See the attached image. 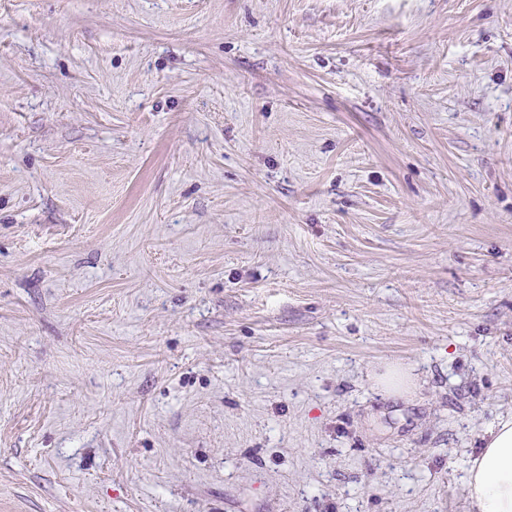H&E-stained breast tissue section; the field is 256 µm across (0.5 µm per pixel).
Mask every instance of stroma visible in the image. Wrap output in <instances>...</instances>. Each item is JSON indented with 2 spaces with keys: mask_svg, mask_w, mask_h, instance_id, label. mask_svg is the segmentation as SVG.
I'll list each match as a JSON object with an SVG mask.
<instances>
[{
  "mask_svg": "<svg viewBox=\"0 0 512 512\" xmlns=\"http://www.w3.org/2000/svg\"><path fill=\"white\" fill-rule=\"evenodd\" d=\"M507 414L512 0H0V512H470ZM371 380L376 390L388 397L410 398L419 389L411 370L400 365H380L372 373Z\"/></svg>",
  "mask_w": 512,
  "mask_h": 512,
  "instance_id": "1",
  "label": "stroma"
}]
</instances>
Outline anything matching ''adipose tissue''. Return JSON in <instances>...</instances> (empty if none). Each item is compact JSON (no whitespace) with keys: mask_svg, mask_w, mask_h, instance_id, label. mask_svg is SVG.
Listing matches in <instances>:
<instances>
[{"mask_svg":"<svg viewBox=\"0 0 512 512\" xmlns=\"http://www.w3.org/2000/svg\"><path fill=\"white\" fill-rule=\"evenodd\" d=\"M371 380L389 397L408 398L418 390L410 369L399 365H380ZM464 491L470 512H512V414L484 433L479 453L467 463Z\"/></svg>","mask_w":512,"mask_h":512,"instance_id":"ef3b65f1","label":"adipose tissue"}]
</instances>
